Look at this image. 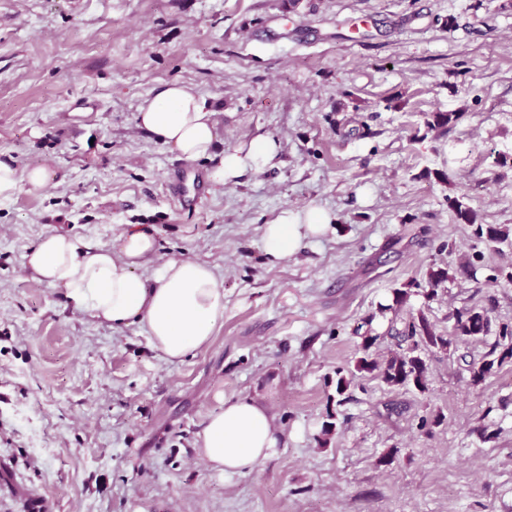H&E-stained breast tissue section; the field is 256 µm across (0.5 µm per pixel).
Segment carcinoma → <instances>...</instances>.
I'll use <instances>...</instances> for the list:
<instances>
[{
	"instance_id": "carcinoma-1",
	"label": "carcinoma",
	"mask_w": 512,
	"mask_h": 512,
	"mask_svg": "<svg viewBox=\"0 0 512 512\" xmlns=\"http://www.w3.org/2000/svg\"><path fill=\"white\" fill-rule=\"evenodd\" d=\"M449 204L459 220L474 227V234L477 238L488 243H499L508 239L509 230L507 228L476 223V211L459 199H451ZM409 296L410 291L401 288L395 289L392 303L380 306L378 313H373L363 320V325L367 326V329L364 331L359 327L355 329V334L361 339L360 356L355 358L353 369L349 370V377L341 376L336 380V395L339 396L337 403H342L340 396L350 386L352 379L367 374L379 377L390 387L412 386L423 393L428 389V366L422 358L423 352L432 349L448 351L457 343L479 340L485 342L491 335L492 319L489 312L477 308L456 311L452 316L451 332L448 334L437 331L422 311L418 316L405 323L404 330L396 331L393 323L400 318L401 310ZM388 313L392 314V318L387 334L402 337L406 346L379 359L370 353V349L381 339V335L372 328V323L376 315L384 316ZM488 347L489 350L479 361L469 364L471 382L475 386L484 383L504 364L512 363V329L505 325L500 327L498 336L488 344Z\"/></svg>"
}]
</instances>
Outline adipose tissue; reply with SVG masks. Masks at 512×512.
Instances as JSON below:
<instances>
[{"label": "adipose tissue", "instance_id": "1", "mask_svg": "<svg viewBox=\"0 0 512 512\" xmlns=\"http://www.w3.org/2000/svg\"><path fill=\"white\" fill-rule=\"evenodd\" d=\"M213 116L193 86L171 83L141 103L136 120L184 160L211 161L208 178L215 185L277 165L280 146L263 135L216 153ZM332 222L327 211L315 207L283 210L263 228V253L273 261L289 258L304 239L324 234ZM156 251L154 235L138 224L130 225L114 250L54 232L29 251L26 266L34 279L64 289L74 308L98 323L114 328L144 323L153 347L176 362L211 340L224 314V285L208 265L182 258L168 259L152 277H145L140 269ZM276 444L268 411L241 397L225 401L222 411L208 416L195 449L211 468L242 474Z\"/></svg>", "mask_w": 512, "mask_h": 512}]
</instances>
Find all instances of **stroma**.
<instances>
[{
  "label": "stroma",
  "mask_w": 512,
  "mask_h": 512,
  "mask_svg": "<svg viewBox=\"0 0 512 512\" xmlns=\"http://www.w3.org/2000/svg\"><path fill=\"white\" fill-rule=\"evenodd\" d=\"M214 112L217 151L257 135L277 167L211 185L181 211L179 157L137 125L169 82ZM434 112H454L446 132ZM512 0H0V161L56 180L0 200V512H512V364L479 386L485 347L431 350L426 392L336 373L394 289L437 330L483 308L512 326V237L487 244L448 201L512 228ZM320 207L330 230L268 261L261 233ZM149 228L152 274L177 257L224 283L210 342L178 362L34 280L24 255L67 231L106 247ZM451 278L428 297L430 269ZM271 416L273 454L243 475L194 442L226 400ZM336 428L322 436L326 419ZM485 426L490 438L476 434Z\"/></svg>",
  "instance_id": "1"
}]
</instances>
